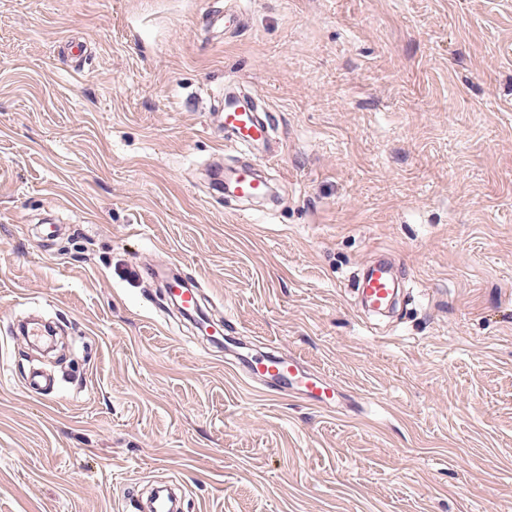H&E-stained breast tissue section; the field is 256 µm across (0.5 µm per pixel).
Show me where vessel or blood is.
I'll return each mask as SVG.
<instances>
[{"label":"vessel or blood","instance_id":"1","mask_svg":"<svg viewBox=\"0 0 512 512\" xmlns=\"http://www.w3.org/2000/svg\"><path fill=\"white\" fill-rule=\"evenodd\" d=\"M270 115L253 111L236 97H226L222 127L227 136L240 146L251 149L265 144L269 138ZM214 184L223 185L226 194L247 198L269 192L270 187L259 167L248 165L222 174H215ZM399 259L382 255L357 277V289L365 304L376 310L390 308L399 288ZM167 292L175 297L184 313L200 308L201 295L190 284L175 278L164 279ZM224 352L231 365L247 382L275 388L277 392L299 399L303 404L330 411H342L351 403L346 390L323 372L307 365L299 357L285 355L273 346L255 348L236 336L224 339ZM150 512H180L174 490L158 487Z\"/></svg>","mask_w":512,"mask_h":512}]
</instances>
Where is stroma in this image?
I'll return each instance as SVG.
<instances>
[{"instance_id": "35a3bbf8", "label": "stroma", "mask_w": 512, "mask_h": 512, "mask_svg": "<svg viewBox=\"0 0 512 512\" xmlns=\"http://www.w3.org/2000/svg\"><path fill=\"white\" fill-rule=\"evenodd\" d=\"M228 5L0 0V512L175 479L183 512H512V0H238L231 32ZM228 82L274 115L261 205L207 190L242 158ZM379 250L407 275L384 320L352 286ZM149 266L351 411L248 386Z\"/></svg>"}]
</instances>
